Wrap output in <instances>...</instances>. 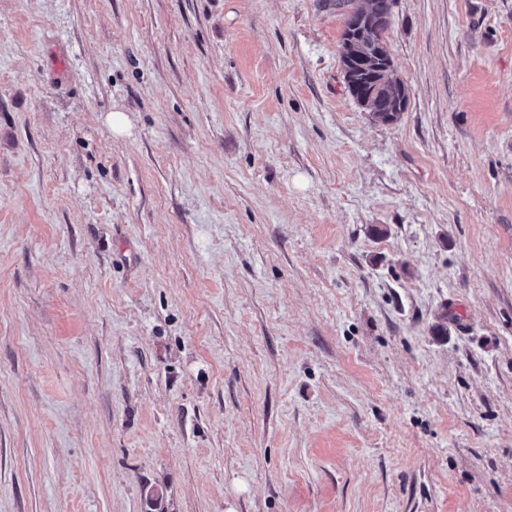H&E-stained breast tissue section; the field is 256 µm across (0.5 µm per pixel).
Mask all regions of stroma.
<instances>
[{
  "label": "stroma",
  "instance_id": "1",
  "mask_svg": "<svg viewBox=\"0 0 512 512\" xmlns=\"http://www.w3.org/2000/svg\"><path fill=\"white\" fill-rule=\"evenodd\" d=\"M342 30L0 0V512H512V0ZM388 27L379 31L373 28H364L359 32V54L365 58H375L377 54L384 53L387 48L385 39ZM399 87H400V99L398 101L397 106H381L379 104H372L370 100L366 101L363 96H358L356 91H354L355 98L357 101L367 107L370 112L375 116L376 112H386V113H377L379 119L384 122L390 123L397 121L401 112H404V108L406 107V103L408 102V88L406 83L402 79H398ZM389 112H399V116L397 113H389Z\"/></svg>",
  "mask_w": 512,
  "mask_h": 512
}]
</instances>
